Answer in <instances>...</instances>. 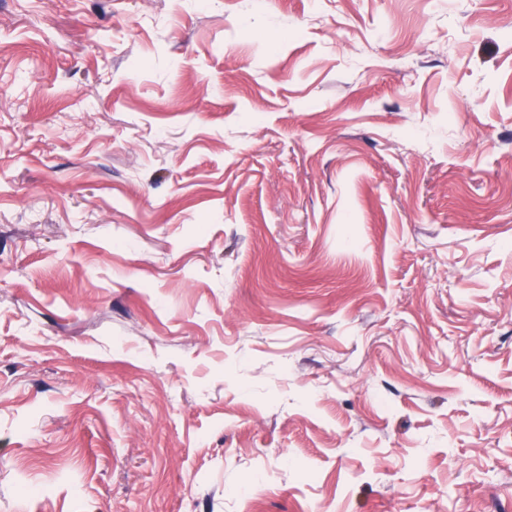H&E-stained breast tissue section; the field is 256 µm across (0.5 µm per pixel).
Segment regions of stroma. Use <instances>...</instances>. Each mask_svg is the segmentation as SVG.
<instances>
[{
	"instance_id": "stroma-1",
	"label": "stroma",
	"mask_w": 512,
	"mask_h": 512,
	"mask_svg": "<svg viewBox=\"0 0 512 512\" xmlns=\"http://www.w3.org/2000/svg\"><path fill=\"white\" fill-rule=\"evenodd\" d=\"M512 0H0V512H512Z\"/></svg>"
}]
</instances>
